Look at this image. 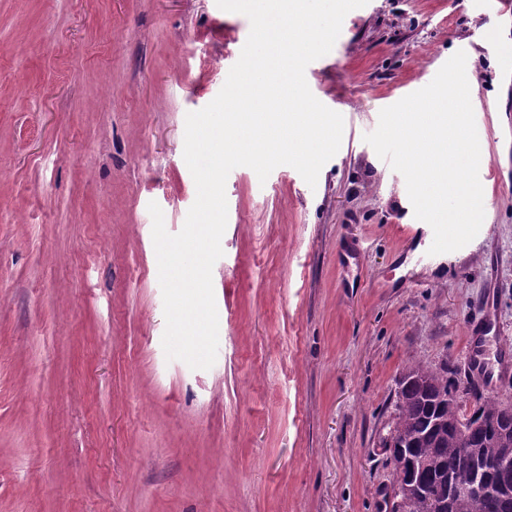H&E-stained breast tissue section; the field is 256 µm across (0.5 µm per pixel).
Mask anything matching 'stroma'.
<instances>
[{"label":"stroma","instance_id":"stroma-1","mask_svg":"<svg viewBox=\"0 0 512 512\" xmlns=\"http://www.w3.org/2000/svg\"><path fill=\"white\" fill-rule=\"evenodd\" d=\"M249 19L216 0H0V512H384L397 382L447 366L503 389L468 329L512 346V12L368 0L305 71L338 100L337 154L227 178L215 364L167 360L150 202L196 199L187 113L223 87ZM478 79L485 219L429 255L403 176L364 136L457 51Z\"/></svg>","mask_w":512,"mask_h":512}]
</instances>
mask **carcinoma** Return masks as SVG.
I'll use <instances>...</instances> for the list:
<instances>
[{"label":"carcinoma","mask_w":512,"mask_h":512,"mask_svg":"<svg viewBox=\"0 0 512 512\" xmlns=\"http://www.w3.org/2000/svg\"><path fill=\"white\" fill-rule=\"evenodd\" d=\"M458 388V383L448 378V366L433 368L420 363L407 367L398 387L394 425L383 439V447L392 441L408 448L419 462L412 481L422 490L406 498L403 512H512V507L505 511L485 494L448 498V482L468 484L476 469L486 467L488 485L512 499V469L506 473L498 469L499 435L495 428L478 424L482 418L496 416L512 427V405L496 396L481 395L469 414L461 402H448V392ZM465 446L471 448L470 453L461 451Z\"/></svg>","instance_id":"carcinoma-1"}]
</instances>
